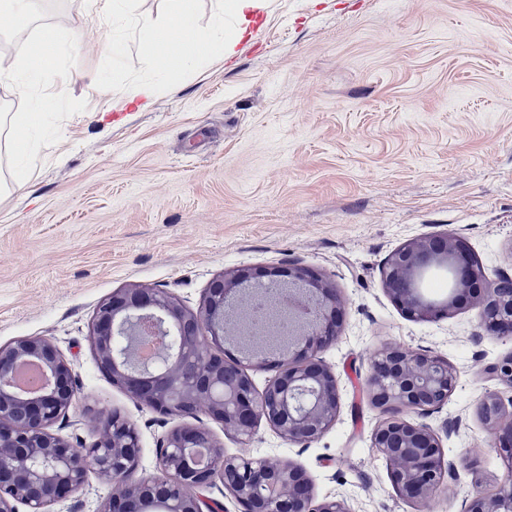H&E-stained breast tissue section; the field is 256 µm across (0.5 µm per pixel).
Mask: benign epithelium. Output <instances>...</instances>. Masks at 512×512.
I'll list each match as a JSON object with an SVG mask.
<instances>
[{"instance_id":"7a95c632","label":"benign epithelium","mask_w":512,"mask_h":512,"mask_svg":"<svg viewBox=\"0 0 512 512\" xmlns=\"http://www.w3.org/2000/svg\"><path fill=\"white\" fill-rule=\"evenodd\" d=\"M452 275V289L433 300L421 291L432 270ZM485 276L463 244L446 234L410 242L391 253L383 283L415 320L434 322L452 315L462 297ZM342 300L315 270L293 266L258 275L240 268L215 279L197 309L158 288H125L98 305L92 345L102 371L132 399L172 419L191 415L199 400L224 430L241 442L266 422L281 438L307 445L336 422L340 394L336 375L320 357L336 341ZM233 307L250 310V336L243 359L226 360L224 318ZM481 321L498 336L512 339V278L485 289ZM144 336L171 347L168 355L142 361L137 348ZM274 358L277 376L261 392L247 372ZM37 361L44 369L39 389H17L21 364ZM488 378L512 387V352L487 369ZM367 386L384 419L372 433L393 488L410 501L427 503L443 484L455 480L458 466L445 458L439 432L426 422H410L406 412L428 414L443 408L458 386L455 369L436 355L385 346L371 361ZM76 400L69 362L49 340L26 336L0 346V512L46 508L70 495L85 480L86 458L98 476L121 486L99 512H202L200 489L218 483L241 512H350L346 503L319 499L306 470L291 461L269 462L228 454L203 426L177 425L162 439L158 474L134 479L140 440L119 415L101 424L90 448H75L50 426ZM479 416L492 434V447L512 464V411L489 392ZM465 512H512V470L493 493L476 491Z\"/></svg>"}]
</instances>
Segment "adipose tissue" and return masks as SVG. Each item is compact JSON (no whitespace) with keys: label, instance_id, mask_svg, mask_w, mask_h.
<instances>
[{"label":"adipose tissue","instance_id":"obj_1","mask_svg":"<svg viewBox=\"0 0 512 512\" xmlns=\"http://www.w3.org/2000/svg\"><path fill=\"white\" fill-rule=\"evenodd\" d=\"M266 0H219L218 12L226 14L235 34L226 39H215L200 30L196 0H171L164 28H157L147 17L137 18L135 25L141 37L157 45L161 66L176 71L190 64H207L215 55L233 53L238 36L244 35ZM60 44L54 33L43 31L31 46L27 57L11 80L19 93L30 89L51 88L65 93L80 76L78 66L59 67ZM42 123L41 100L32 98L28 111L12 114L5 131L8 146L19 165H26L31 148Z\"/></svg>","mask_w":512,"mask_h":512}]
</instances>
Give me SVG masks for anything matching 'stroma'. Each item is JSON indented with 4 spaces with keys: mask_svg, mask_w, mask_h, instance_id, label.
<instances>
[{
    "mask_svg": "<svg viewBox=\"0 0 512 512\" xmlns=\"http://www.w3.org/2000/svg\"><path fill=\"white\" fill-rule=\"evenodd\" d=\"M111 8L46 0L22 32L7 18L0 63L12 67L47 28L69 43ZM115 35L119 51L88 35L61 54L83 77L51 98L28 181L0 197V346L48 338L74 376L76 403L52 432L88 448L98 422L120 414L139 433V475L155 474L174 422L101 371L98 303L141 286L194 309L233 269L310 266L345 303L321 353L341 393L335 425L302 446L264 423L240 442L203 406L187 424L207 426L227 453L297 463L318 497L351 512H464L475 483L495 491L512 468L478 409L490 390L512 398L486 378L512 340L484 328L474 300L413 320L382 268L408 241L445 233L488 279L512 277V0H267L231 55L177 72L133 29ZM139 82L155 86L150 103L131 100ZM386 345L431 351L459 377L426 421H458L442 444L466 465L453 492L424 506L396 494L371 446L383 414L366 372ZM112 492L91 470L48 512H98Z\"/></svg>",
    "mask_w": 512,
    "mask_h": 512,
    "instance_id": "1",
    "label": "stroma"
}]
</instances>
